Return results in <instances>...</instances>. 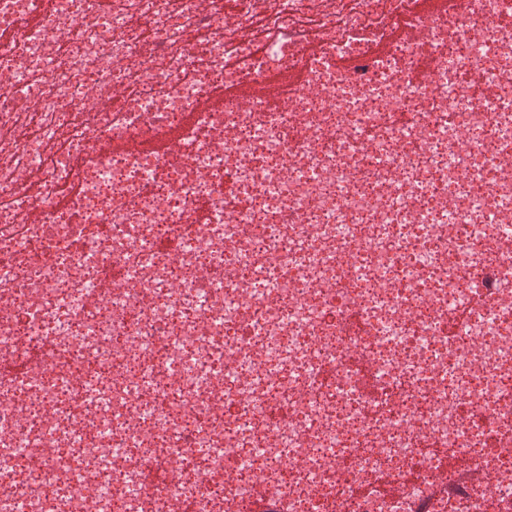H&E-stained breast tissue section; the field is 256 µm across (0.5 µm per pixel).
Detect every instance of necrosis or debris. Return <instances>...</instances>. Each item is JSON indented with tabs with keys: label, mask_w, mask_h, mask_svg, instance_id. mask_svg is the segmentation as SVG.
<instances>
[{
	"label": "necrosis or debris",
	"mask_w": 512,
	"mask_h": 512,
	"mask_svg": "<svg viewBox=\"0 0 512 512\" xmlns=\"http://www.w3.org/2000/svg\"><path fill=\"white\" fill-rule=\"evenodd\" d=\"M406 7L0 0V512H512V0L363 56ZM319 52L320 47L318 45H311L307 52L297 56L292 65L268 71L255 80L225 85L224 88L201 101L197 112H216L226 102H269L270 100L276 102L275 107L270 108V112H279L280 107L288 100V97L302 87L308 57ZM455 68L456 61L451 56H448L442 64L428 60L426 56H418L411 65L410 75L416 83L427 81L437 87L442 84V76L452 72ZM180 134L181 129L175 128L161 132L154 139L148 142H132L128 140L113 139L112 141H105L96 144L93 152L96 154H108L146 150L156 154H163L167 151L169 146L180 137Z\"/></svg>",
	"instance_id": "1"
}]
</instances>
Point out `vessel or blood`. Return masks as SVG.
<instances>
[{
  "label": "vessel or blood",
  "instance_id": "1",
  "mask_svg": "<svg viewBox=\"0 0 512 512\" xmlns=\"http://www.w3.org/2000/svg\"><path fill=\"white\" fill-rule=\"evenodd\" d=\"M463 4L464 0H410V16L397 21L385 37L374 42L372 45L373 53L384 57L391 52L394 46L416 40L418 34L412 26L411 15H439L451 11L457 12L462 9ZM319 51V46H310L307 52L298 55L292 65L268 71L255 80L224 86L209 98L201 101L198 109L202 112H215L220 110L227 102L246 103L272 100L276 104H284L294 91L302 87L308 58L318 54ZM455 67L456 62L451 57L438 63L420 56L411 65V75L415 82L426 81L437 86L440 85L442 76L452 72ZM180 134V129L175 128L163 131L154 139L145 143L115 139L96 144L94 151L98 154H108L146 150L162 154L179 138Z\"/></svg>",
  "mask_w": 512,
  "mask_h": 512
}]
</instances>
